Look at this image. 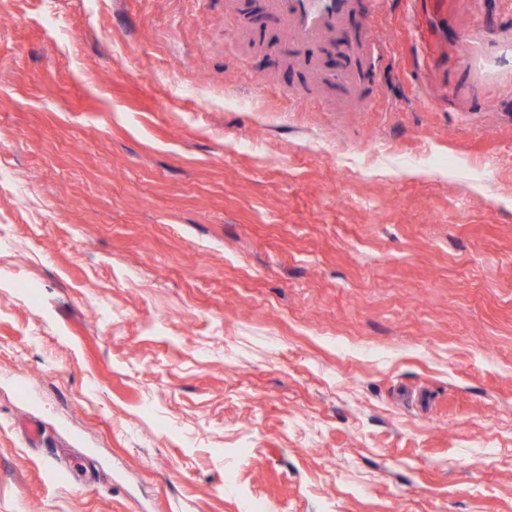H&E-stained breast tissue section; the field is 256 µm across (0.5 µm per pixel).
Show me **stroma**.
<instances>
[{"instance_id": "1", "label": "stroma", "mask_w": 512, "mask_h": 512, "mask_svg": "<svg viewBox=\"0 0 512 512\" xmlns=\"http://www.w3.org/2000/svg\"><path fill=\"white\" fill-rule=\"evenodd\" d=\"M224 2L0 0V512H512V0L369 112Z\"/></svg>"}]
</instances>
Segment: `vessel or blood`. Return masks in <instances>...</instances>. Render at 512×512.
I'll return each instance as SVG.
<instances>
[{
  "instance_id": "1",
  "label": "vessel or blood",
  "mask_w": 512,
  "mask_h": 512,
  "mask_svg": "<svg viewBox=\"0 0 512 512\" xmlns=\"http://www.w3.org/2000/svg\"><path fill=\"white\" fill-rule=\"evenodd\" d=\"M360 0H263V17L288 34V57L303 67L304 83L320 95H338L368 104L376 85V69L369 66L363 47L382 49L369 21L351 27ZM336 54L341 62L326 68L321 59Z\"/></svg>"
}]
</instances>
